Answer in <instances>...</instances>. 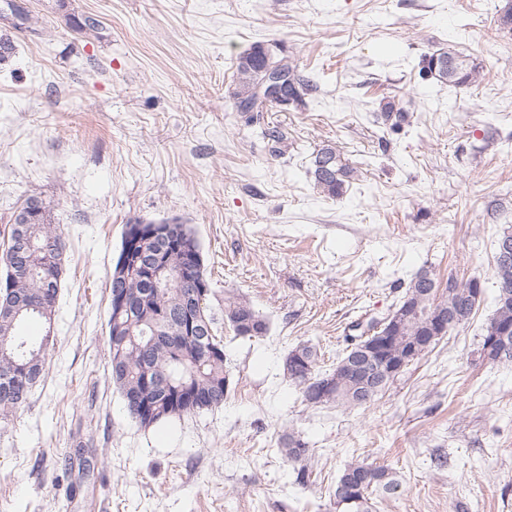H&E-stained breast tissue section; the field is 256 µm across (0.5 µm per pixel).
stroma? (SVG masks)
I'll list each match as a JSON object with an SVG mask.
<instances>
[{
  "label": "stroma",
  "instance_id": "1",
  "mask_svg": "<svg viewBox=\"0 0 512 512\" xmlns=\"http://www.w3.org/2000/svg\"><path fill=\"white\" fill-rule=\"evenodd\" d=\"M25 3L35 30L0 63V253L33 194L66 247L53 331L22 328L49 336V359L0 420V512H337L332 488L357 461L399 483L371 512H512V365L479 356L512 230L506 0ZM256 43L318 76L307 110L236 112L235 61ZM448 46L479 64L478 84L419 76L421 55ZM386 96L414 99L408 123L385 120ZM327 144L357 170L338 199L307 173ZM139 218L198 239L231 383L221 406L149 427L111 380L107 342L109 276ZM422 269L481 280L470 320L371 405L305 402L288 352L317 345L331 369L345 327L388 312ZM230 296L266 335L235 334ZM291 433L314 457L304 485L279 451ZM224 321L229 323L237 336L255 337L264 336L267 333V325L264 320L256 313L253 307L240 298L228 297L224 300ZM250 324H261L262 329L255 333L245 335L241 328Z\"/></svg>",
  "mask_w": 512,
  "mask_h": 512
}]
</instances>
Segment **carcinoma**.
Masks as SVG:
<instances>
[{
  "mask_svg": "<svg viewBox=\"0 0 512 512\" xmlns=\"http://www.w3.org/2000/svg\"><path fill=\"white\" fill-rule=\"evenodd\" d=\"M275 64L288 74V104L306 105V98L317 89L314 80L301 75L298 65L286 58L272 56L264 45L254 44L239 55L235 65L234 105L237 111L251 110L267 112L278 101L256 97V89L264 77L266 64ZM419 74L424 78H433L438 82L455 87H466L476 83L480 77V67L454 48H442L431 54H424L418 62ZM413 101L400 99L382 101L381 111L386 119H396L400 125L408 118ZM355 169L336 148L326 145L314 156L309 174L314 185L329 198H339L353 180ZM41 211L31 224H23L16 230L13 245L9 247L0 261L9 265H18L5 279V287L19 288L36 293L54 275L53 256L41 250L25 254V261L17 262L14 249L18 240L23 238L36 243L53 240L59 252L65 251L62 235L51 230L52 208L45 200H40ZM493 275L498 286L496 306L488 320L482 336L480 355L493 362L512 364V262H494ZM430 277L426 270L418 271L406 285L403 300L413 303L416 312L400 321L392 332L386 356L397 359L402 354L405 340L423 334L429 318L438 311H452L455 320L449 324L453 330L465 324L473 313L475 304L470 302L474 279L460 281L432 294L421 288V281ZM181 300V289L161 288L157 296L146 305L137 304L121 318L120 325L108 324V330L121 328L126 338L122 347L123 370L112 372V381L123 396L135 389H143L145 371L150 370L158 377L172 376L185 385L188 393L196 396L197 406L193 412L212 409L224 404L228 392L224 382L228 378L225 370V358L212 359L204 351L205 341L199 336H182L180 349L171 348L153 342L154 336H181L178 323L171 319L156 317L157 306L168 308L171 316H176ZM30 320L49 325L42 317L38 303L28 299L17 309L0 312V419L7 418L27 404L29 396L39 378L45 371L49 336L35 341L19 333L20 328ZM224 321L229 323L236 335L242 336L241 328L250 324L262 325L255 332L257 336L267 333V325L253 307L246 301L229 297L224 300ZM288 379L299 389L301 395L315 384L329 378L335 380L333 388L328 390L324 403L346 407L366 406L385 390L380 386L376 390L362 393L354 389L351 374L354 364L341 357L336 366L328 372L319 369V353L312 345H300L288 353ZM147 396L154 406L155 420L159 424L176 417L169 411L166 396L148 391ZM280 452L292 465L296 466L297 479L305 484L310 478L311 457L308 443L301 437L289 434L282 440ZM344 487V495L336 499V507L341 512H369V495L374 491L390 494L397 490L398 482L392 472L382 466L365 463H352L345 467L336 481Z\"/></svg>",
  "mask_w": 512,
  "mask_h": 512,
  "instance_id": "cac0c4a2",
  "label": "carcinoma"
}]
</instances>
